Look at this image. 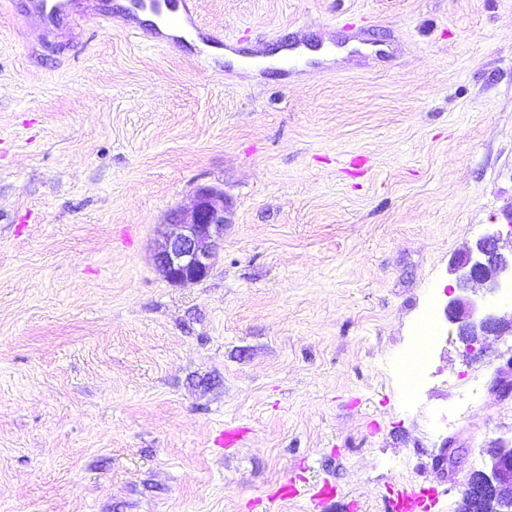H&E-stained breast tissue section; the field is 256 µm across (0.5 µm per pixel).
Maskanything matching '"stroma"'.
<instances>
[{"instance_id":"1","label":"stroma","mask_w":512,"mask_h":512,"mask_svg":"<svg viewBox=\"0 0 512 512\" xmlns=\"http://www.w3.org/2000/svg\"><path fill=\"white\" fill-rule=\"evenodd\" d=\"M22 5L0 6V512H383L394 483L457 506L512 443L490 389L512 335L466 358L445 315L451 261L493 225L512 248V0H194L177 49L92 10L44 44ZM352 32L394 58L274 57ZM204 186L224 241L174 285L154 255ZM290 479L338 491L269 500Z\"/></svg>"}]
</instances>
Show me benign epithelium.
<instances>
[{
  "label": "benign epithelium",
  "mask_w": 512,
  "mask_h": 512,
  "mask_svg": "<svg viewBox=\"0 0 512 512\" xmlns=\"http://www.w3.org/2000/svg\"><path fill=\"white\" fill-rule=\"evenodd\" d=\"M224 224L222 189L202 188L189 214L173 213L155 255L165 278L179 285L206 279L224 241ZM500 241V232H488L454 264L455 286L449 287L453 298L446 315L467 357L475 355L477 344L486 336L512 335V313H500L492 303L505 285L512 284V252H504ZM456 291L460 295H454ZM511 374L512 359L497 369L491 389L511 393ZM486 455L484 467L468 476L458 512H473L477 504L485 512H512V445L491 448Z\"/></svg>",
  "instance_id": "benign-epithelium-1"
}]
</instances>
